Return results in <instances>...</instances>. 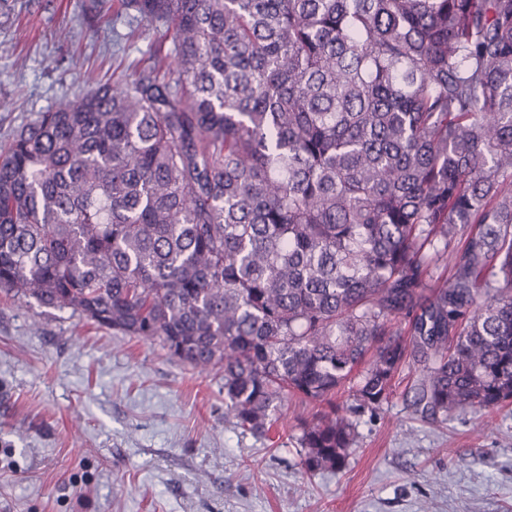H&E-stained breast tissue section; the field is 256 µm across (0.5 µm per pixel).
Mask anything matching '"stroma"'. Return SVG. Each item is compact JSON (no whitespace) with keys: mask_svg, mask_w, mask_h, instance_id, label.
<instances>
[{"mask_svg":"<svg viewBox=\"0 0 512 512\" xmlns=\"http://www.w3.org/2000/svg\"><path fill=\"white\" fill-rule=\"evenodd\" d=\"M69 30L101 81L173 45L159 23L93 0H0V145L81 88ZM411 374L358 418L343 468L301 465L295 400L259 438L224 420L219 373L71 311L0 298V512H512V404L412 415Z\"/></svg>","mask_w":512,"mask_h":512,"instance_id":"1","label":"stroma"}]
</instances>
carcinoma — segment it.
<instances>
[{"mask_svg":"<svg viewBox=\"0 0 512 512\" xmlns=\"http://www.w3.org/2000/svg\"><path fill=\"white\" fill-rule=\"evenodd\" d=\"M121 7L169 78L85 73L0 147V294L218 370L253 435L296 398L310 474L406 367L422 418L511 403L512 0Z\"/></svg>","mask_w":512,"mask_h":512,"instance_id":"1","label":"carcinoma"}]
</instances>
